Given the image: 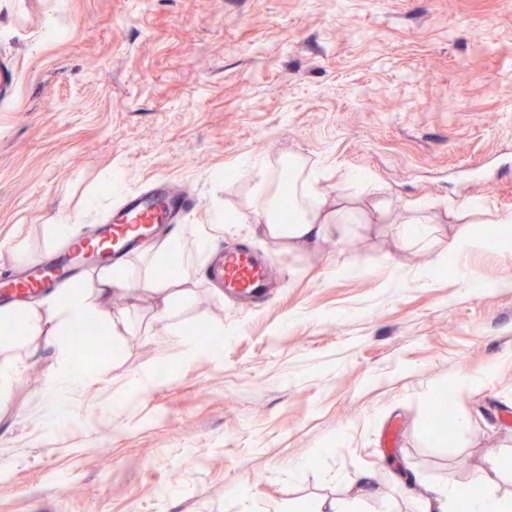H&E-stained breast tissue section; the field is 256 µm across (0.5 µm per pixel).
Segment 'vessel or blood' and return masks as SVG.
<instances>
[{
  "label": "vessel or blood",
  "instance_id": "1",
  "mask_svg": "<svg viewBox=\"0 0 512 512\" xmlns=\"http://www.w3.org/2000/svg\"><path fill=\"white\" fill-rule=\"evenodd\" d=\"M198 206V199L187 191L166 180L154 181L147 190L128 196L96 234L70 244L51 259L34 263L24 274L12 277V287L6 295L11 302L19 303L27 296L74 280L82 271L98 264L100 258L122 260L148 242L159 225L180 223ZM265 269L264 262L256 257L232 245L225 247L224 286L230 295L260 294Z\"/></svg>",
  "mask_w": 512,
  "mask_h": 512
}]
</instances>
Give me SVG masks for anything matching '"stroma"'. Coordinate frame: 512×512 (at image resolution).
Returning a JSON list of instances; mask_svg holds the SVG:
<instances>
[{
	"label": "stroma",
	"mask_w": 512,
	"mask_h": 512,
	"mask_svg": "<svg viewBox=\"0 0 512 512\" xmlns=\"http://www.w3.org/2000/svg\"><path fill=\"white\" fill-rule=\"evenodd\" d=\"M0 275L96 232L133 190L165 177L249 208V159H298L331 195L375 187L343 243L285 253L255 224L225 244L269 261L276 292L188 281L187 331L219 355L182 357L139 321L91 357L68 420L40 416L52 349L0 388V512H418L408 486L466 489L487 472L512 494V245L446 253L451 209L469 231L512 213V0H0ZM437 201L426 247L399 233ZM479 281L471 287L460 277ZM485 376L457 388L459 374ZM453 393L465 431L439 439L428 410Z\"/></svg>",
	"instance_id": "obj_1"
}]
</instances>
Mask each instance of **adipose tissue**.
I'll use <instances>...</instances> for the list:
<instances>
[{
	"instance_id": "1",
	"label": "adipose tissue",
	"mask_w": 512,
	"mask_h": 512,
	"mask_svg": "<svg viewBox=\"0 0 512 512\" xmlns=\"http://www.w3.org/2000/svg\"><path fill=\"white\" fill-rule=\"evenodd\" d=\"M273 173H266L256 182L252 208L247 222L261 225L264 234L288 251L305 252L328 240L345 241L350 225L358 223L359 213L349 201L323 193L313 176H295L288 188L289 203L294 211L291 223L277 219L276 198L271 192ZM205 237L189 238L183 228H175L154 249L151 260L140 267H103L90 287L68 288L36 306L15 309L0 307V322L16 319L29 338L28 347L38 351L40 345L53 348L56 367L44 385L41 407L49 422L64 421L70 412V393L81 388L91 376V369L75 359L70 338L75 328L89 318H96L101 333L128 335L130 319L127 309L103 314L104 302L113 298H151L155 304L154 319L162 324L173 343L190 352L195 343L188 338L180 320L188 292L184 282L201 275L199 259L208 250ZM180 256L182 267L169 277L153 272L155 259ZM419 512H512V500L493 492L487 475L476 476L466 495H458L455 486L428 488L416 495Z\"/></svg>"
}]
</instances>
